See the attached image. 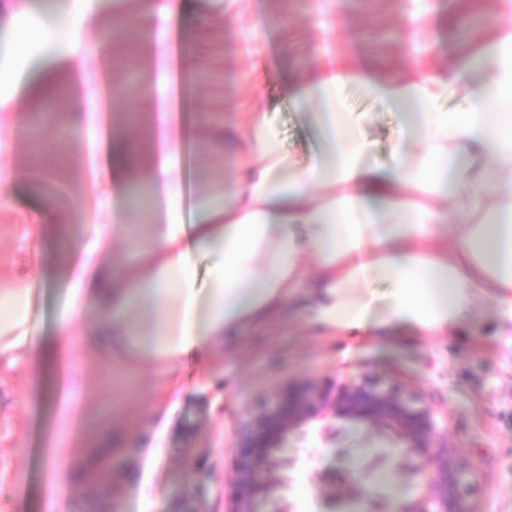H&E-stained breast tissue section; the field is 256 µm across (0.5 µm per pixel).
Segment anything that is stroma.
<instances>
[{
  "instance_id": "obj_1",
  "label": "stroma",
  "mask_w": 512,
  "mask_h": 512,
  "mask_svg": "<svg viewBox=\"0 0 512 512\" xmlns=\"http://www.w3.org/2000/svg\"><path fill=\"white\" fill-rule=\"evenodd\" d=\"M43 2L0 0V40L32 38L42 61L34 72L15 55L4 60L19 74L16 109L28 116L19 121L16 109L0 110V139L8 143L0 149V182L12 189L0 205V281L30 282L43 341L55 337L69 314L70 251L83 244L86 221H121L133 236L147 233L146 217L123 211L93 186L95 164L116 131L131 130L133 116L157 117V100L134 112L128 105L141 85L177 72L183 52H190L196 76L193 105L235 123L251 94H262L286 149L304 164L320 151L319 132L313 109L291 107L287 86L308 74L312 56L384 78L400 75L414 53L424 67L446 69L478 56L494 38L489 11H512V0H250L235 20L224 14L225 0H193L192 41L174 18L165 41L123 39L118 52L76 70L79 44L63 56L40 37ZM134 7L135 0H59L54 19L61 25L73 11L86 10L84 38L94 41L108 21ZM416 12L427 14V29L405 27ZM61 79L72 86L62 106L40 90ZM90 89L99 94V110L83 105ZM343 95L374 144L375 161L390 164L402 138L398 112L358 86ZM197 157L204 190L232 182V148L206 140ZM63 197L88 206L60 209L63 227L44 229V202ZM310 303V289H302L266 324L241 328L222 351L183 366L176 393L168 374L153 366L132 373L125 358L83 344L38 370L20 359L0 373V512H63L58 485L108 429L129 439L125 452L107 460L112 493L126 502V512H225L229 450L243 407L293 376L340 386L364 369L418 389L475 469L479 512H512V329L496 319L493 302H482L449 336L396 328L344 338L308 326ZM378 444L355 427L311 423L288 440L289 483L280 497L294 512H329V495L355 489L337 476V465L361 467Z\"/></svg>"
}]
</instances>
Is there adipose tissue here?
Listing matches in <instances>:
<instances>
[{
    "mask_svg": "<svg viewBox=\"0 0 512 512\" xmlns=\"http://www.w3.org/2000/svg\"><path fill=\"white\" fill-rule=\"evenodd\" d=\"M490 73L472 80L467 68L453 77L409 65L399 77L371 78L345 63L317 60L294 83V109L314 105L325 151L299 165L286 150L261 99L235 125L199 118L194 128L161 120L155 150L141 162L128 140L103 153L100 180L122 194L128 173L145 168L156 225L147 239L122 224H94L70 261L74 298L95 309L102 332L57 333L54 345L31 333V290L19 281L0 289V370L18 354L39 367L50 347L75 343L175 371L223 347L238 329L269 320L300 288L313 285V321L324 329L384 332L412 327L437 336L492 300L512 322V133L498 104L512 102V25L496 35L484 59ZM462 82L467 110L440 100L449 79ZM409 112L416 157L403 145L394 164L371 160L373 144L347 112L343 89ZM234 143L235 184L190 196L185 157L189 134ZM495 208L487 222L452 224L449 207L465 214ZM123 242L135 263L118 268L100 254ZM212 260L206 284L198 261ZM395 282L386 298L370 285Z\"/></svg>",
    "mask_w": 512,
    "mask_h": 512,
    "instance_id": "ef3b65f1",
    "label": "adipose tissue"
}]
</instances>
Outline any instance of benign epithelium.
<instances>
[{
  "label": "benign epithelium",
  "instance_id": "obj_1",
  "mask_svg": "<svg viewBox=\"0 0 512 512\" xmlns=\"http://www.w3.org/2000/svg\"><path fill=\"white\" fill-rule=\"evenodd\" d=\"M321 420L363 427L385 439L386 446L352 476L388 464L409 485L400 497L333 496L332 512H476L470 500L474 469L448 443L447 427L433 407L399 378L365 372L339 389L311 377L288 380L245 407L231 446L228 512H294L275 495L288 467L283 445Z\"/></svg>",
  "mask_w": 512,
  "mask_h": 512
}]
</instances>
